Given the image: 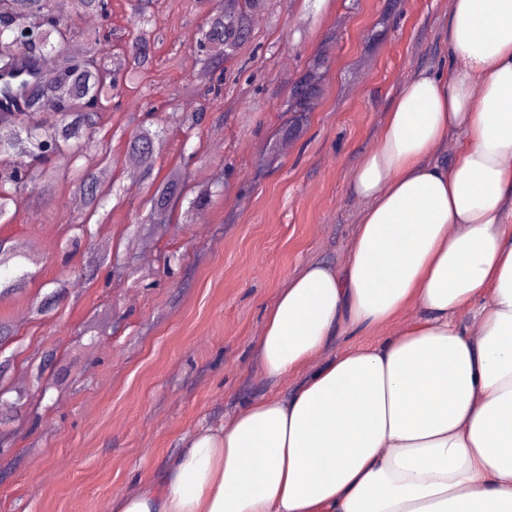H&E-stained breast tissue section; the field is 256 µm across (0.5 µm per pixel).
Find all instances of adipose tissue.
<instances>
[{"mask_svg": "<svg viewBox=\"0 0 512 512\" xmlns=\"http://www.w3.org/2000/svg\"><path fill=\"white\" fill-rule=\"evenodd\" d=\"M445 37L447 71L402 83L351 175L347 264L307 266L266 313L269 379L323 364L112 512H512V0H451ZM410 304L397 334L329 354Z\"/></svg>", "mask_w": 512, "mask_h": 512, "instance_id": "adipose-tissue-1", "label": "adipose tissue"}]
</instances>
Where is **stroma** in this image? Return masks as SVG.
I'll list each match as a JSON object with an SVG mask.
<instances>
[{
  "mask_svg": "<svg viewBox=\"0 0 512 512\" xmlns=\"http://www.w3.org/2000/svg\"><path fill=\"white\" fill-rule=\"evenodd\" d=\"M219 0H154L161 30L138 84L102 113L94 142L124 187L97 220L64 203L69 180L25 197L0 223L14 247L33 241L36 275L0 300L14 335L5 402L17 403L0 454V512H110L113 499L162 469L199 428L218 427L247 402L285 394L256 341L281 288L311 263L343 267L363 209L349 191L354 167L377 148L401 84L448 64V0H269L227 67L201 125L173 120L189 108L199 57L188 33ZM324 56L313 112L293 126L292 85ZM164 130L153 172L182 173L188 189L219 187L201 217L149 224V182L130 180L125 134ZM83 236L107 256L95 279ZM72 285L48 312L33 311L58 281Z\"/></svg>",
  "mask_w": 512,
  "mask_h": 512,
  "instance_id": "obj_1",
  "label": "stroma"
}]
</instances>
